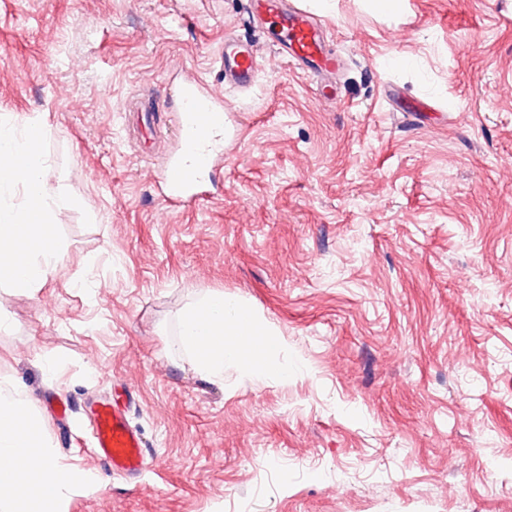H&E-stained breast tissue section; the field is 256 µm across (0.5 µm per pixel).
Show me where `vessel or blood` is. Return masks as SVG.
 I'll list each match as a JSON object with an SVG mask.
<instances>
[{"instance_id":"obj_1","label":"vessel or blood","mask_w":512,"mask_h":512,"mask_svg":"<svg viewBox=\"0 0 512 512\" xmlns=\"http://www.w3.org/2000/svg\"><path fill=\"white\" fill-rule=\"evenodd\" d=\"M250 13L260 18L276 40L278 52L297 69L325 80L339 67L327 45L326 29L297 0H250ZM224 84L244 94L260 76L257 52L249 41L228 39L214 61ZM176 114L179 148L156 174L161 194L169 208L208 200L204 188L215 160L223 158L225 146L235 139L234 125L224 106V97L194 74H186L171 97ZM89 431L93 452L110 473L135 478L144 470L145 442L129 420L128 406L103 398L91 402Z\"/></svg>"}]
</instances>
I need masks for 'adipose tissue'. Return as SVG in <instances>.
<instances>
[{
  "label": "adipose tissue",
  "mask_w": 512,
  "mask_h": 512,
  "mask_svg": "<svg viewBox=\"0 0 512 512\" xmlns=\"http://www.w3.org/2000/svg\"><path fill=\"white\" fill-rule=\"evenodd\" d=\"M39 140L37 127L20 135L0 125V159H11L0 162V186L18 185L25 193L21 205L0 207V286L32 295L64 257L53 213L75 203L71 195L49 189ZM179 335L205 378H223L228 364L283 383L292 376L277 332L249 313L239 297L203 295L182 313ZM92 481L88 473L52 458L31 395L0 382V512H58L68 494Z\"/></svg>",
  "instance_id": "adipose-tissue-1"
}]
</instances>
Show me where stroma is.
<instances>
[{"label":"stroma","mask_w":512,"mask_h":512,"mask_svg":"<svg viewBox=\"0 0 512 512\" xmlns=\"http://www.w3.org/2000/svg\"><path fill=\"white\" fill-rule=\"evenodd\" d=\"M247 3L0 0V122L37 124L50 189L77 199L40 291L0 288V379L32 394L54 459L97 478L61 512H512V0H299L342 60L328 90ZM228 35L260 79L224 92L238 140L211 202L168 209L173 73L220 86ZM208 292L278 330L288 384L198 374L177 323ZM129 387L133 483L86 427L91 395Z\"/></svg>","instance_id":"obj_1"}]
</instances>
